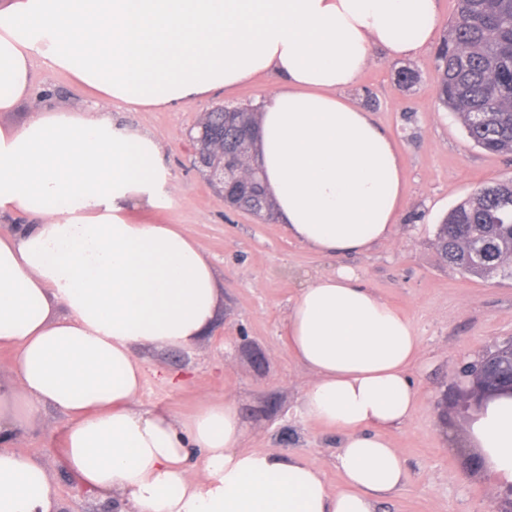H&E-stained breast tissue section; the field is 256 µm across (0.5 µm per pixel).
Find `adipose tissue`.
<instances>
[{"mask_svg":"<svg viewBox=\"0 0 512 512\" xmlns=\"http://www.w3.org/2000/svg\"><path fill=\"white\" fill-rule=\"evenodd\" d=\"M438 0H0V112L34 98L35 65L95 94L92 111L36 107L0 126V512H58L41 460L10 443L31 411L69 419L68 468L118 512H377L405 480L387 431L417 405L412 321L348 266L311 279L283 321L310 376L307 419L340 436L329 489L300 456L244 447L236 404L187 417L139 409L142 347L188 349L220 303L214 265L174 224L133 208L173 202L160 143L115 123L125 104L161 110L273 75L260 98L268 193L289 237L313 253L361 254L399 222L395 145L351 100L375 50L412 58L434 37ZM467 434L489 474L512 481V397L485 403Z\"/></svg>","mask_w":512,"mask_h":512,"instance_id":"obj_1","label":"adipose tissue"}]
</instances>
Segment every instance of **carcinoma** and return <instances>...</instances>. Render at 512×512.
<instances>
[{"instance_id":"carcinoma-1","label":"carcinoma","mask_w":512,"mask_h":512,"mask_svg":"<svg viewBox=\"0 0 512 512\" xmlns=\"http://www.w3.org/2000/svg\"><path fill=\"white\" fill-rule=\"evenodd\" d=\"M435 98L458 115L473 144L488 153H512V0H457L450 38L436 55ZM256 153V141L224 127V154ZM250 193L228 203L267 223L276 217L262 174ZM433 245L439 259L478 277L512 278V179L483 184L448 211ZM499 375L512 377V342L491 352Z\"/></svg>"}]
</instances>
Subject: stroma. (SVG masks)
<instances>
[{
  "mask_svg": "<svg viewBox=\"0 0 512 512\" xmlns=\"http://www.w3.org/2000/svg\"><path fill=\"white\" fill-rule=\"evenodd\" d=\"M375 58L352 95L395 141L404 196L393 237L363 255L308 251L288 239L280 221L262 224L230 210L194 168L191 136L200 117L217 105L256 104L254 87L219 90L208 100L157 111L112 106L113 119L161 143L177 187L171 208L136 213V220L175 224L192 236L215 265L221 288L210 330L193 348L142 350L148 372L137 405L186 415L205 401L234 400L247 426L244 447L301 454L336 489L339 436L299 412L309 374L288 354L283 320L306 280L347 265L413 321L421 341V357L410 370L415 414L387 434L402 453L406 480L379 512H491L487 470L476 467L475 448L464 444L475 410L465 406L456 375L512 339V279L466 277L443 266L433 239L446 213L482 183L512 178V154L474 146L453 113L436 104L433 50L407 59L379 50ZM404 67L419 75L408 91L398 84ZM35 84L47 107L86 110L93 104L89 91L45 67H37ZM67 423L38 407L13 447L42 459L61 512H114L111 500L89 492L67 469L59 446Z\"/></svg>",
  "mask_w": 512,
  "mask_h": 512,
  "instance_id": "35a3bbf8",
  "label": "stroma"
}]
</instances>
